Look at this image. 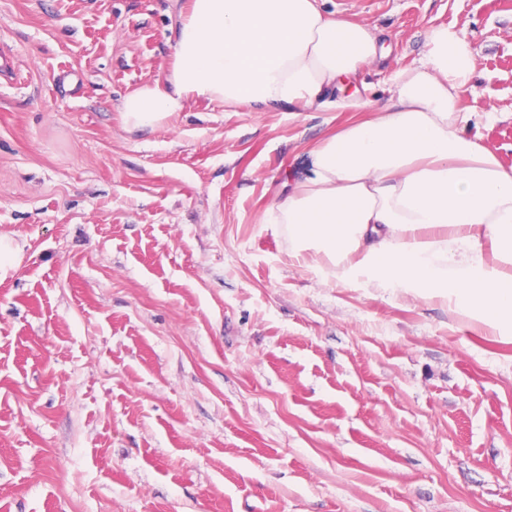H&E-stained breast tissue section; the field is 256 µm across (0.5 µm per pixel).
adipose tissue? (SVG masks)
Masks as SVG:
<instances>
[{
	"instance_id": "adipose-tissue-1",
	"label": "adipose tissue",
	"mask_w": 512,
	"mask_h": 512,
	"mask_svg": "<svg viewBox=\"0 0 512 512\" xmlns=\"http://www.w3.org/2000/svg\"><path fill=\"white\" fill-rule=\"evenodd\" d=\"M174 40L170 70L122 99L128 128L161 126L198 100L329 107L383 56L372 27L321 0H187ZM426 47L421 67L394 73L391 107L310 149L265 221L321 283L437 299L512 337V168L466 133L471 44L434 26Z\"/></svg>"
}]
</instances>
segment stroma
<instances>
[{"label":"stroma","mask_w":512,"mask_h":512,"mask_svg":"<svg viewBox=\"0 0 512 512\" xmlns=\"http://www.w3.org/2000/svg\"><path fill=\"white\" fill-rule=\"evenodd\" d=\"M184 0H0V512H512V341L323 285L262 218L447 25L470 137L512 167V0H330L388 54L343 97L200 100L129 130Z\"/></svg>","instance_id":"stroma-1"}]
</instances>
